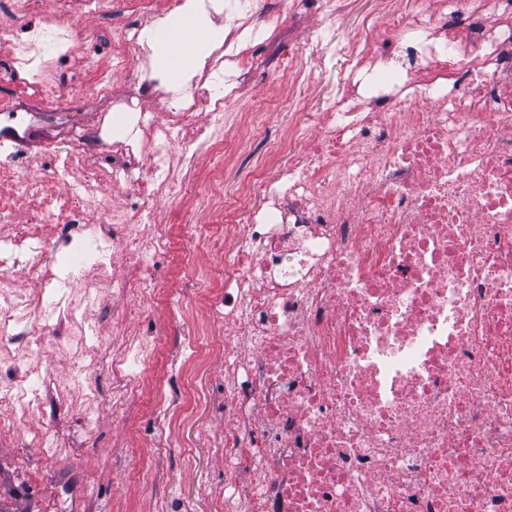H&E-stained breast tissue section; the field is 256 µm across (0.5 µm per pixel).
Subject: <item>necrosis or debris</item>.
<instances>
[{
  "mask_svg": "<svg viewBox=\"0 0 512 512\" xmlns=\"http://www.w3.org/2000/svg\"><path fill=\"white\" fill-rule=\"evenodd\" d=\"M283 78L309 80L307 51L331 44L341 0H319ZM285 0H225L233 19L222 48L156 112L133 106L140 135L112 142V161L73 140L60 171L77 184L49 191L0 164V434L25 429L45 443L42 461L65 458L47 435V402H69L93 423L100 402L91 373L112 370V417H141L150 364L162 339L130 331L148 301L167 290L155 262L169 246L154 201L173 206L187 238L223 223L234 197L262 206L234 240H216L221 287L184 289L187 305L223 327L224 367L214 377L212 438L224 459L218 512H512V0H426L398 26L380 24L365 48L344 49L342 94L316 131L292 118L302 147L266 171L283 141L270 117L251 111L248 139L224 130V99L207 87L231 56L280 26ZM12 0L0 26L10 79L44 99L59 95L55 62L84 15L112 14L113 0ZM186 0H134L129 26L105 59L87 68L96 95L112 80L138 83L148 52L144 26L181 12ZM210 159L209 194L198 186ZM137 188L123 207L100 182ZM94 205L109 224H78ZM29 223L15 224L18 210ZM73 242L64 268L47 235ZM119 238L121 262L101 246ZM47 289L17 285L30 260ZM112 296V335L90 314ZM61 333L55 344L45 328ZM54 348L78 374L59 380L42 354Z\"/></svg>",
  "mask_w": 512,
  "mask_h": 512,
  "instance_id": "4bbe7bcc",
  "label": "necrosis or debris"
}]
</instances>
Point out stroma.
<instances>
[{
  "label": "stroma",
  "instance_id": "1",
  "mask_svg": "<svg viewBox=\"0 0 512 512\" xmlns=\"http://www.w3.org/2000/svg\"><path fill=\"white\" fill-rule=\"evenodd\" d=\"M380 17L378 0H349L338 21L337 36L364 44ZM122 27L120 21L97 17L80 25L69 58L56 65L60 95L55 100L21 93L15 82H0V98H18L28 113L29 132L5 155L21 174L54 184L55 155L74 134L95 143L100 161L110 160L112 128L125 110L113 104L111 98L95 97L85 63L108 52ZM277 57V49L263 47L256 51L251 68L242 69L236 62H225L223 70L212 73L211 85L220 89L230 80L250 84L257 94V103L275 112L271 130L279 135L288 131V119L281 113L288 99L306 100V121L316 124L317 114L325 103L341 94L345 74L337 48L331 45L309 56L310 83L288 86L273 79ZM183 303L182 292L168 294L161 306L142 317L141 326L157 328L166 336L169 346H176L182 334L192 329L191 322L180 315ZM198 345L200 357L188 361L176 380L183 405L174 415L172 425L180 432V445L167 450L164 462L168 471L190 472V480L179 486L178 493L188 502L191 512H214L210 496L200 491L196 479L205 477L214 492L224 489V460L213 452L208 441L209 436L224 429L223 422L212 413L213 374L224 357L223 329L211 328L199 338ZM93 381L101 400L95 424L86 425L67 405L55 404L50 408L57 421L50 429L55 440H62L68 430L76 432L74 445L61 465L41 466L42 450L38 445L25 443L11 434L0 436L1 506L10 512H49L53 502L61 500L71 484L81 481L87 492L105 504L107 512H156V502L150 494L130 496L124 491L128 470H147L155 457L152 424L145 417L131 428L114 422L111 370L97 371ZM128 436L137 444L132 456L117 448Z\"/></svg>",
  "mask_w": 512,
  "mask_h": 512
}]
</instances>
